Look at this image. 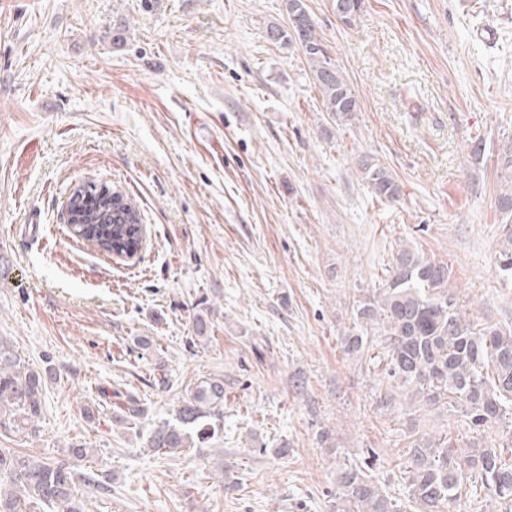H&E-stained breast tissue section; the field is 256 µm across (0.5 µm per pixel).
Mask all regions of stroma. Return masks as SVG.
<instances>
[{
  "mask_svg": "<svg viewBox=\"0 0 512 512\" xmlns=\"http://www.w3.org/2000/svg\"><path fill=\"white\" fill-rule=\"evenodd\" d=\"M307 5L358 96L350 121L325 112L297 45L269 41L284 0H0V339L50 373L41 416L0 426V448H89L83 512H331L337 457L369 449L405 498L415 434L443 421L378 409L385 378L342 344L399 243L447 263L472 324H512L495 266L512 0H365L350 27L332 0ZM363 155L399 201L371 195ZM87 184L138 206L137 257L69 237L66 197ZM217 376L223 430L145 448ZM117 390L144 406L138 427L116 423ZM358 173L376 199L396 201L400 197L401 190L398 182L380 163L362 160L358 165Z\"/></svg>",
  "mask_w": 512,
  "mask_h": 512,
  "instance_id": "obj_1",
  "label": "stroma"
}]
</instances>
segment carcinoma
<instances>
[{"label": "carcinoma", "mask_w": 512, "mask_h": 512, "mask_svg": "<svg viewBox=\"0 0 512 512\" xmlns=\"http://www.w3.org/2000/svg\"><path fill=\"white\" fill-rule=\"evenodd\" d=\"M342 5L337 17L352 26L361 16L364 0H335ZM288 26H270L269 40L301 48L322 96L323 107L335 121H349L359 102L345 74L331 57L305 0H286ZM497 168L510 184L500 193L498 206L505 224H512V147L497 157ZM361 180L371 194L395 201L401 190L393 174L378 162L358 165ZM91 203H82L87 232L80 238L115 256L138 255L143 244L141 213L128 197L116 193L109 206L101 205L98 191L90 190ZM497 265L512 274V230L497 252ZM390 280L385 288L358 305L362 329L343 338L345 351L363 357L373 349V336L385 349L387 388L380 409L408 416L409 420L448 408L456 427L481 435L496 429L498 437L512 444V327L475 328L448 294V265L425 258L409 244L391 253ZM47 372L22 363L10 346L0 340V415L15 425L33 422L42 412ZM125 421L136 424L144 416L134 396L121 395ZM224 420V379L199 382L182 402L174 421L151 429L146 447L171 454L215 434ZM507 446L487 440L472 441L459 450L448 445V431L426 432L414 439L403 470L408 502L414 512H448L466 482L479 485L512 512V462L505 460ZM90 450L76 446L67 458L49 463L0 449V512H34L58 504L72 506L77 473L70 459L83 460ZM336 500L333 512H401L370 473L346 461L336 462Z\"/></svg>", "instance_id": "carcinoma-1"}]
</instances>
